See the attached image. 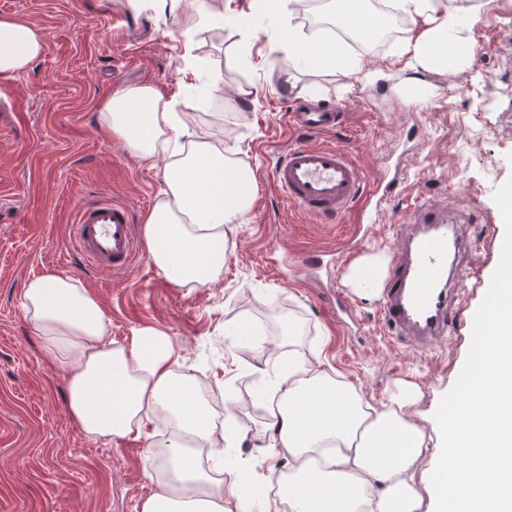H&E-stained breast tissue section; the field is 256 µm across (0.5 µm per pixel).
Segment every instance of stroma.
I'll return each mask as SVG.
<instances>
[{
  "mask_svg": "<svg viewBox=\"0 0 512 512\" xmlns=\"http://www.w3.org/2000/svg\"><path fill=\"white\" fill-rule=\"evenodd\" d=\"M254 10V0H224L226 25L216 32L133 11L126 0H0V17L32 26L45 40L29 69L0 76V99L19 103L0 122V209L8 216L0 222V512H140L156 489L141 459L143 440L92 439L70 421L65 375L22 309L27 279L47 272L78 281L99 299L116 342L141 327L170 336L182 373L204 378L212 395L231 403L246 435L238 463L258 478L287 461L273 456L262 435L267 414L250 403L261 362L244 337L228 333L232 323H263L276 345L279 318H300L306 333L297 353L319 355L376 407L398 380H412L421 392L413 418L429 432L446 400L462 391L479 350L472 325L512 241L501 208L512 187V0L478 9L470 42L482 45L481 53H465L464 64L421 73L418 85L399 90L365 83L352 65L371 70L396 61L414 34L411 17L380 48L347 42L336 66L307 68L279 46L284 23L308 36L303 22L294 16L237 26ZM209 75L216 83H206ZM130 86L189 102V124L237 146L254 171L256 201L229 232L224 272L210 286L172 285L145 253L129 271L101 275L82 268L71 249L67 227L81 203L114 199L139 227L164 187L163 157L133 155L98 124L104 103ZM240 88L252 92L243 108ZM310 100L346 103L347 119L309 143L351 152L368 185L382 165L401 169L372 229L371 251L393 255L398 222L419 200L453 204L467 215L472 277L450 334L431 350H416L383 327L379 297L322 287L325 269L304 272L282 262L344 246L361 219L356 206L334 223L314 222L269 180L276 151L298 137L289 111Z\"/></svg>",
  "mask_w": 512,
  "mask_h": 512,
  "instance_id": "1",
  "label": "stroma"
}]
</instances>
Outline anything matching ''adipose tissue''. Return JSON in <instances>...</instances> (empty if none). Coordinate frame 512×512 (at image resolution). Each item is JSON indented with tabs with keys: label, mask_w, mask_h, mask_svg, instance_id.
Segmentation results:
<instances>
[{
	"label": "adipose tissue",
	"mask_w": 512,
	"mask_h": 512,
	"mask_svg": "<svg viewBox=\"0 0 512 512\" xmlns=\"http://www.w3.org/2000/svg\"><path fill=\"white\" fill-rule=\"evenodd\" d=\"M396 7L426 19L404 47L403 82L447 62L471 38L467 0L451 10L437 0H396ZM43 50L36 29L0 18L1 76L25 71ZM98 120L132 153L167 157L166 188L143 228L153 265L179 287L216 281L227 259L226 229L255 203L253 169L218 146L211 131L189 130L184 114L147 87L116 91ZM386 271V255L371 252L349 266L345 280L371 297ZM495 280L481 316L491 334L465 378L466 396L433 438L411 418L413 382H400L375 408L319 361L267 350L258 323H240L239 335L250 337V351L264 360V430L288 458L261 512H420L413 472L432 444L452 462L430 482L435 512H512V267L499 265ZM22 306L66 376L67 411L81 432L115 442L146 439L142 459L157 489L140 512H249L237 469L224 465L225 449L241 442L233 411L216 421L205 383L180 373L170 336L144 327L126 342L112 341L99 300L55 273L29 279ZM155 423L169 427L165 441L149 440Z\"/></svg>",
	"instance_id": "obj_1"
}]
</instances>
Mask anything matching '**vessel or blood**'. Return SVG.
Listing matches in <instances>:
<instances>
[{"label": "vessel or blood", "mask_w": 512, "mask_h": 512, "mask_svg": "<svg viewBox=\"0 0 512 512\" xmlns=\"http://www.w3.org/2000/svg\"><path fill=\"white\" fill-rule=\"evenodd\" d=\"M344 106L301 103L288 116L290 126L301 134L326 132L341 126ZM397 171L382 168L370 196L362 194L361 170L351 153L333 145L295 142L278 152L271 180L289 206L305 216L332 221L365 201L364 222L356 228V248L371 238V225L381 213ZM401 247L395 251L392 268L379 306L385 326L397 329L413 346L424 350L447 338L460 303L449 276L463 280L470 274L471 254L463 247L464 226L455 208L435 204L413 210L401 223ZM70 237L84 263L101 274L128 271L140 250L129 208L102 198L79 206L70 226ZM295 265L318 268L330 264L344 274L342 254L331 257L314 253L295 258Z\"/></svg>", "instance_id": "vessel-or-blood-1"}]
</instances>
